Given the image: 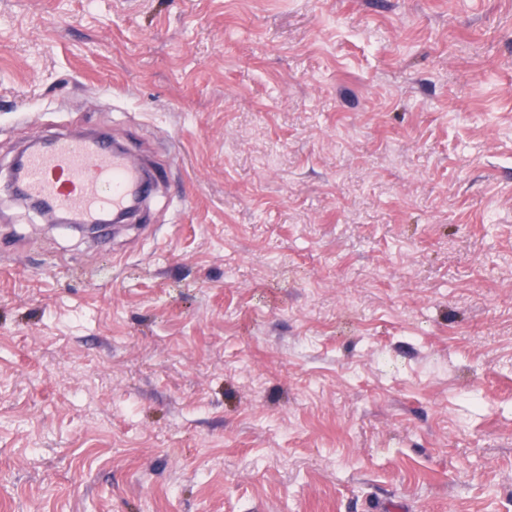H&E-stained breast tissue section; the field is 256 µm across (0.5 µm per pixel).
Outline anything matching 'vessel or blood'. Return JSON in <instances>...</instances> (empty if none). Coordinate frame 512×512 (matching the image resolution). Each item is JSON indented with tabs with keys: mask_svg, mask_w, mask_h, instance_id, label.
I'll use <instances>...</instances> for the list:
<instances>
[{
	"mask_svg": "<svg viewBox=\"0 0 512 512\" xmlns=\"http://www.w3.org/2000/svg\"><path fill=\"white\" fill-rule=\"evenodd\" d=\"M152 179L132 155L96 135L35 138L16 162L11 183L69 224H97L125 212L132 192Z\"/></svg>",
	"mask_w": 512,
	"mask_h": 512,
	"instance_id": "obj_1",
	"label": "vessel or blood"
}]
</instances>
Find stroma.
I'll use <instances>...</instances> for the list:
<instances>
[{
	"instance_id": "35a3bbf8",
	"label": "stroma",
	"mask_w": 512,
	"mask_h": 512,
	"mask_svg": "<svg viewBox=\"0 0 512 512\" xmlns=\"http://www.w3.org/2000/svg\"><path fill=\"white\" fill-rule=\"evenodd\" d=\"M71 130L161 177L0 184V512H512V0H0ZM16 162L10 183L30 201L47 205L83 235L106 225L101 217L125 212L131 189L139 197L152 179L132 155L96 135L37 137Z\"/></svg>"
}]
</instances>
